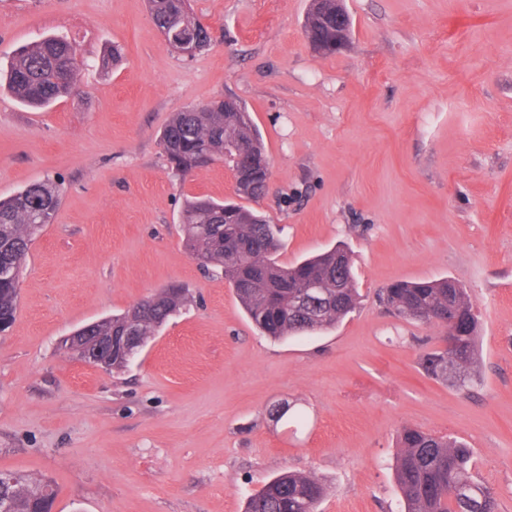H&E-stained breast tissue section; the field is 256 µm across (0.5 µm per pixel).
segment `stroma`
Instances as JSON below:
<instances>
[{"mask_svg":"<svg viewBox=\"0 0 512 512\" xmlns=\"http://www.w3.org/2000/svg\"><path fill=\"white\" fill-rule=\"evenodd\" d=\"M344 2L351 38L326 55L304 32L311 0H191L212 42L187 59L147 0H0L1 68L46 36L79 54L81 95L38 110L0 86V196L61 189L0 335V471L49 481L52 512H245L286 469L323 485L318 512H404L405 426L463 439L512 512V0ZM224 97L262 136L255 209L282 229L279 263L351 253L360 304L333 329L263 336L184 245V200H232L234 178L216 161L178 180L160 134ZM444 277L480 322L468 390L419 365L441 327L378 301ZM171 284L186 306L124 371L60 354Z\"/></svg>","mask_w":512,"mask_h":512,"instance_id":"stroma-1","label":"stroma"}]
</instances>
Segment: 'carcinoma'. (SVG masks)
Returning a JSON list of instances; mask_svg holds the SVG:
<instances>
[{"instance_id":"obj_1","label":"carcinoma","mask_w":512,"mask_h":512,"mask_svg":"<svg viewBox=\"0 0 512 512\" xmlns=\"http://www.w3.org/2000/svg\"><path fill=\"white\" fill-rule=\"evenodd\" d=\"M158 30L175 36L190 35L198 49L208 46L207 29L186 8L184 0H149ZM352 23L345 8L325 9L311 0L304 31L311 45L326 44L323 53L336 52V42H347ZM76 49L48 37L21 47L7 70L9 89L26 105L47 107L80 92ZM161 146L172 171L189 175L196 168L222 160L233 172L240 198H258L269 172L259 134L246 107L236 101L216 100L175 113L165 126ZM60 203L57 186L36 182L7 197H0V267L9 276L0 280V320L15 322L18 278L30 247L43 228L52 223ZM185 246L204 266L224 270L245 313L266 336L282 339L333 328L358 304L351 257L336 246L290 266L275 259L280 228L235 202L208 197L186 199L181 213ZM323 289L317 303L299 304L311 284ZM180 288H166L145 297L125 312L112 316V327L101 324L96 335H112V370L129 360L123 348L133 334L143 344L184 305ZM380 303L393 314L420 320L462 311L456 350H432L420 357L424 373L459 388L471 379L476 364L477 315L471 299L450 278L400 281L386 288ZM473 452L458 439L405 426L399 436L394 475L405 512H498L494 492L472 472ZM323 488L311 475L284 472L268 481L250 498L246 512H317ZM51 501L49 482L23 477L11 489L13 512H37L36 497Z\"/></svg>"}]
</instances>
